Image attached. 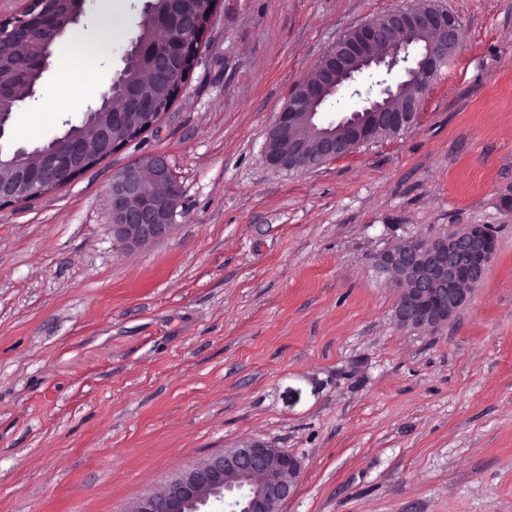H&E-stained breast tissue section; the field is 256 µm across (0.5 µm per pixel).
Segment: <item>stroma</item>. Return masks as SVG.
Wrapping results in <instances>:
<instances>
[{
  "label": "stroma",
  "instance_id": "stroma-1",
  "mask_svg": "<svg viewBox=\"0 0 512 512\" xmlns=\"http://www.w3.org/2000/svg\"><path fill=\"white\" fill-rule=\"evenodd\" d=\"M412 0H222L157 127L73 184L0 208V512H124L251 437L301 463L281 512H512V0H435L463 41L413 128L308 173L267 165L273 120L352 28ZM102 77L145 0H120ZM54 49L34 147L98 91ZM165 157L170 238L122 253L113 173ZM490 226L468 304L404 328L375 265L411 236Z\"/></svg>",
  "mask_w": 512,
  "mask_h": 512
}]
</instances>
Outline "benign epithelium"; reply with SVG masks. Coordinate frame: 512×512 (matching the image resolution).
<instances>
[{
	"label": "benign epithelium",
	"instance_id": "obj_1",
	"mask_svg": "<svg viewBox=\"0 0 512 512\" xmlns=\"http://www.w3.org/2000/svg\"><path fill=\"white\" fill-rule=\"evenodd\" d=\"M47 0H28L20 14L0 16V67H11L15 82L0 80V142L9 137L7 122L14 112L18 86L38 97L56 40L79 23L83 9L58 25L44 9ZM167 40L155 47L133 42L126 57H147L168 89L181 95L208 29V20L177 6L164 18ZM24 30L36 49L17 52L15 33ZM461 43L454 15L432 3L388 13L380 21L360 24L339 38L317 63L315 76L302 79L277 113L265 145L266 163L299 172L319 168L352 154L383 132L399 133L418 124L421 101L438 68ZM408 64L409 81L417 91L397 96L380 90L345 113L335 130L320 131L309 142L292 133L298 119L315 122L318 109L345 84L374 67L390 68L397 59ZM166 101L147 98L123 75L107 81L98 104L88 109L82 127H73L45 146L33 149L37 163L0 159V207L26 202L72 184L101 161L128 146L121 134L138 120L157 125ZM181 204L177 178L160 155H144L112 176V236L120 251H131L171 237ZM495 236L485 224L450 229L434 239L414 238L401 248L376 256V266L400 288L395 308L398 323L411 329H433L454 318L469 302L473 287L484 278L493 258ZM301 473L288 452L260 439L248 438L179 471L160 490L132 502L126 512H205L211 498L234 492L239 512H280Z\"/></svg>",
	"mask_w": 512,
	"mask_h": 512
}]
</instances>
